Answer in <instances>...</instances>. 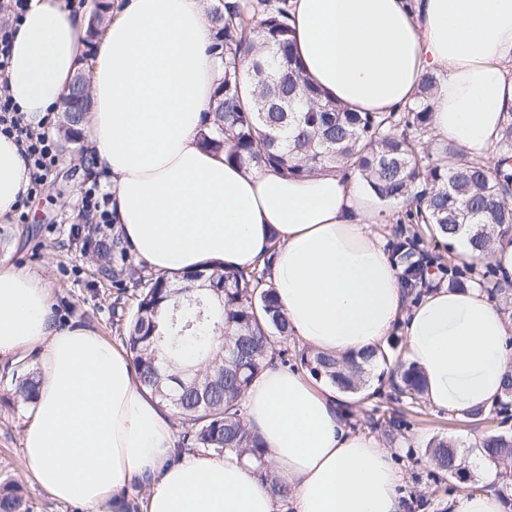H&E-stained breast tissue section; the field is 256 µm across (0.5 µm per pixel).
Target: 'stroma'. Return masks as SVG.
<instances>
[{"mask_svg":"<svg viewBox=\"0 0 512 512\" xmlns=\"http://www.w3.org/2000/svg\"><path fill=\"white\" fill-rule=\"evenodd\" d=\"M59 161L44 189L26 207L25 218L10 217L0 241V256H7L14 268L40 274L51 290V314L60 326L78 325L93 329L109 340H117L113 309L124 299L123 289L101 286L93 276L96 262L94 244L112 236V227L98 225L88 233L81 197L91 180L88 155L62 147ZM38 365L37 353L18 360L0 361V483L14 481L30 506V512H84L76 504L54 501L23 467L22 417L25 405L13 398L8 383L13 370ZM409 432L383 439L394 455L403 479L405 512H447V496H432L433 469L424 449L431 438L460 441L473 425L462 416L434 412L421 407Z\"/></svg>","mask_w":512,"mask_h":512,"instance_id":"obj_1","label":"stroma"}]
</instances>
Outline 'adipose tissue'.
<instances>
[{
	"label": "adipose tissue",
	"mask_w": 512,
	"mask_h": 512,
	"mask_svg": "<svg viewBox=\"0 0 512 512\" xmlns=\"http://www.w3.org/2000/svg\"><path fill=\"white\" fill-rule=\"evenodd\" d=\"M311 81L366 112L409 102L440 73L431 133L474 160L494 157L512 111V0H289ZM85 18L62 0H31L17 26L9 92L32 126L57 111L84 65ZM203 0H123L93 59L85 132L91 176L112 182L114 234L148 268L191 274L211 263L269 280L295 337L355 357L402 328L431 410L490 407L512 374V325L478 288H431L409 304L372 226L373 198L344 171L285 177L226 163L201 141L222 76L209 53ZM30 183L13 139L0 136V220ZM40 274L0 259V360L34 351L42 379L24 420L22 463L53 499L117 512L131 480L139 512H279L235 454L175 455L171 420L119 346L57 326ZM356 395L272 362L244 395L248 426L290 487L292 512H404L390 451L356 432Z\"/></svg>",
	"instance_id": "ef3b65f1"
}]
</instances>
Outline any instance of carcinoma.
Masks as SVG:
<instances>
[{"label": "carcinoma", "instance_id": "cac0c4a2", "mask_svg": "<svg viewBox=\"0 0 512 512\" xmlns=\"http://www.w3.org/2000/svg\"><path fill=\"white\" fill-rule=\"evenodd\" d=\"M214 30L211 52L224 69L212 111L205 113L202 143L226 160L270 168L284 176H302L343 168L361 177L381 200L402 205L399 225L391 230V256L401 268L405 296L416 301L428 286L430 270L452 288L476 285L494 301L512 304V280L489 262L448 265L430 250L470 233L473 249L488 255L496 237L512 236V111L498 144L501 163L494 167L463 157L461 149L425 141L430 132L439 77L425 73L413 101L399 112H358L328 98L305 75L288 25L287 0H218L210 9ZM89 104L63 115L66 141L85 123ZM98 278L114 288H134L133 308L118 328L140 383L169 407L185 426L177 454L185 451L222 457L235 452L256 464L272 493L288 502V485L267 468L260 437L243 420L245 391L278 359L338 388L357 392L366 385L368 367L381 359L395 363L373 394L389 404H412L426 381L405 365L393 344L375 348L358 363L337 359L290 338L288 321L267 286L268 265L249 271L207 266L192 275L158 273L138 260L130 248L97 243ZM222 319L219 347L209 344L214 325L212 305ZM198 345L199 367L183 368L178 358L186 343ZM39 373L25 369L12 375L14 398L31 403L38 394ZM476 421L512 419V376L503 396L490 409L469 413ZM373 430L391 435L412 427L405 413L368 416ZM434 466V489L478 492L454 442L434 441L426 448ZM495 470L498 493L512 506V435L492 433L479 448ZM456 484L442 487L443 476ZM0 512H29L19 487L0 485Z\"/></svg>", "mask_w": 512, "mask_h": 512}]
</instances>
